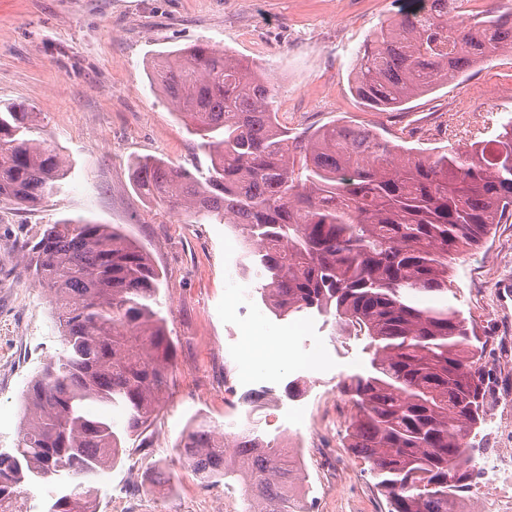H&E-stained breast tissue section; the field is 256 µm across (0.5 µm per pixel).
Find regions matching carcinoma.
I'll return each mask as SVG.
<instances>
[{
  "mask_svg": "<svg viewBox=\"0 0 512 512\" xmlns=\"http://www.w3.org/2000/svg\"><path fill=\"white\" fill-rule=\"evenodd\" d=\"M465 0H408L357 55L352 90L396 110L475 64L512 54V13L465 14ZM209 159L195 174L135 162L137 189L200 224L230 225L243 270L278 317L315 311L369 339V369L341 385L346 447L370 464L389 512H454L476 477L471 436L484 421L486 349L448 302L453 261L512 219V121L492 139L432 154L372 130L325 125L292 136L274 89L249 62L207 42L162 54L150 73ZM67 168L22 105L0 111V199L33 207ZM48 294L62 351L25 393L16 448L0 453V512H28L23 485L59 483L46 512H95L96 483L124 436L145 430L169 385L174 349L148 253L110 224L62 220L21 246ZM120 407L123 426L91 417ZM206 481L241 477L245 512H310L294 493L301 462L240 426L200 423L178 446Z\"/></svg>",
  "mask_w": 512,
  "mask_h": 512,
  "instance_id": "carcinoma-1",
  "label": "carcinoma"
}]
</instances>
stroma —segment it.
Instances as JSON below:
<instances>
[{
	"instance_id": "stroma-1",
	"label": "stroma",
	"mask_w": 512,
	"mask_h": 512,
	"mask_svg": "<svg viewBox=\"0 0 512 512\" xmlns=\"http://www.w3.org/2000/svg\"><path fill=\"white\" fill-rule=\"evenodd\" d=\"M398 0H0V102L34 112L41 139L69 170L58 194L26 208L0 201V449L14 448L23 397L43 364L62 350L49 299L34 283L18 247L45 224L64 219L122 226L162 273L160 300L173 342L169 389L152 425L125 442L126 454L100 485L97 500L145 503L153 469L170 476L167 512H225L243 500L239 482L206 483L176 452L189 424L205 419L224 430L246 418L241 404L259 387L275 398L252 417L265 439L295 431L294 411L319 414L327 459H305L312 512H387L369 465L339 470L352 458L334 417L340 382L369 367L366 337L342 331L333 316L272 314L243 276L240 246L223 224H193L181 211L142 197L131 160L154 155L177 166L206 168L207 158L177 120L149 74L159 53L205 41L262 65L289 127L350 120L392 143L430 152L496 134L512 118V56L471 69L414 98L402 112L360 109L351 72L361 46L399 11ZM512 277V220L494 227L451 269L452 304L472 319L487 346L489 385L484 421L474 440L490 452L512 446V298L496 284ZM261 331L256 360L277 356L269 336L297 333L300 351L327 361L318 375L283 371L248 379L239 359V323ZM306 392L289 398V381Z\"/></svg>"
}]
</instances>
